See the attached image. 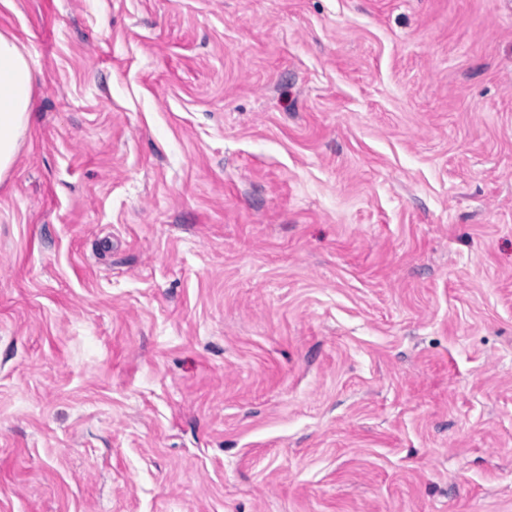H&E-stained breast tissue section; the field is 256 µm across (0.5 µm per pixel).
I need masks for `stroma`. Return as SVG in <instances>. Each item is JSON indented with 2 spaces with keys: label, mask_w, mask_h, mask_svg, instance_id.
I'll return each instance as SVG.
<instances>
[{
  "label": "stroma",
  "mask_w": 512,
  "mask_h": 512,
  "mask_svg": "<svg viewBox=\"0 0 512 512\" xmlns=\"http://www.w3.org/2000/svg\"><path fill=\"white\" fill-rule=\"evenodd\" d=\"M0 28V512H512V0ZM37 76L18 39L0 31V182L29 130Z\"/></svg>",
  "instance_id": "obj_1"
}]
</instances>
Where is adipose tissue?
Listing matches in <instances>:
<instances>
[{
	"mask_svg": "<svg viewBox=\"0 0 512 512\" xmlns=\"http://www.w3.org/2000/svg\"><path fill=\"white\" fill-rule=\"evenodd\" d=\"M37 76L14 35L0 31V181L29 130Z\"/></svg>",
	"mask_w": 512,
	"mask_h": 512,
	"instance_id": "adipose-tissue-1",
	"label": "adipose tissue"
}]
</instances>
